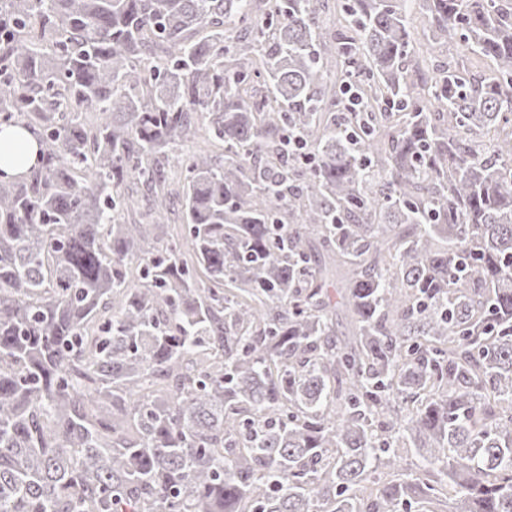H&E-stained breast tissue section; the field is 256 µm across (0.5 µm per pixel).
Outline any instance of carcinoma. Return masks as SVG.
I'll return each instance as SVG.
<instances>
[{
    "label": "carcinoma",
    "mask_w": 512,
    "mask_h": 512,
    "mask_svg": "<svg viewBox=\"0 0 512 512\" xmlns=\"http://www.w3.org/2000/svg\"><path fill=\"white\" fill-rule=\"evenodd\" d=\"M323 8L0 0V512H512V0ZM434 60L441 62L459 61L468 69L469 74L480 78L488 76L492 70V62L480 55L473 54L457 41H450L448 45H444L432 50ZM36 138L27 130L5 129L0 131V168L8 174H17L26 169L27 164L34 162L38 155ZM20 154L23 164L13 165L5 160V155ZM173 182L172 189L179 192V196L176 197L174 201V208L172 213H169V221L164 225V239L165 242H174V241H182L184 237V226L179 218L181 216L182 205L184 203L183 199V175L180 172L173 173Z\"/></svg>",
    "instance_id": "1"
}]
</instances>
